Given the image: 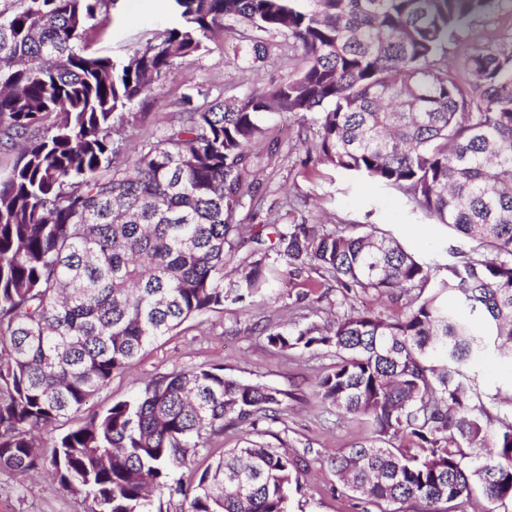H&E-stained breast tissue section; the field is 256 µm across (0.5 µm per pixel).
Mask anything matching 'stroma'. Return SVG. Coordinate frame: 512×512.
I'll list each match as a JSON object with an SVG mask.
<instances>
[{"label":"stroma","mask_w":512,"mask_h":512,"mask_svg":"<svg viewBox=\"0 0 512 512\" xmlns=\"http://www.w3.org/2000/svg\"><path fill=\"white\" fill-rule=\"evenodd\" d=\"M171 25L168 0H118L110 12L105 32L90 35V47L99 53L124 60L133 44ZM502 35L512 36V8L475 18L448 46V61L461 62L469 45ZM275 48L266 60L245 63L235 56L231 40L216 36L208 50L174 70L164 97L151 103L147 128L162 125L177 111V99L192 86L211 96H234L264 90L303 65L299 51L289 48L279 36L268 35ZM267 136L279 145L269 153L264 144L255 147L249 176L257 187L254 203L259 224H375L391 232L416 258L440 265L450 263L449 247L457 237L445 227L423 222L403 196L395 191L354 178L332 167L303 168L305 148L299 127L279 116L266 123ZM286 288L255 295L249 306L226 305L185 322L147 349L126 372L113 378L86 406L87 411H104L112 403L142 390L152 378L174 370L200 365H218L225 372L287 391L280 420L260 423L290 444L304 458L299 474L301 492L292 494L290 512H379L363 507L350 492L339 489L325 469L326 458L338 454L361 437L365 428L356 420L340 419L325 411L310 395V384L322 368L333 362L332 353L316 355L283 353L265 340L266 325L304 323L343 314L341 295L330 282L313 273L289 276ZM86 506L62 489L45 473L29 475L0 472V512H85Z\"/></svg>","instance_id":"obj_1"}]
</instances>
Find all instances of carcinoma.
<instances>
[{
	"label": "carcinoma",
	"mask_w": 512,
	"mask_h": 512,
	"mask_svg": "<svg viewBox=\"0 0 512 512\" xmlns=\"http://www.w3.org/2000/svg\"><path fill=\"white\" fill-rule=\"evenodd\" d=\"M499 0H173L175 26L125 61L87 51L116 0H13L0 9V134L19 147L0 179V471L51 472L88 512H288L303 459L247 440L193 486L170 482L226 429L277 421L288 393L222 366L151 379L61 434L147 347L186 321L313 272L342 296L414 290L388 319L268 325L267 343L336 362L312 387L365 434L324 461L379 512H457L480 494L512 506V388L471 361L512 362V40L446 47ZM242 25L288 39L306 66L264 92L181 94L179 110L116 162L132 112L208 35ZM246 61L270 45L245 38ZM312 135L311 162L401 193L451 229L448 278L374 224H245L247 177L267 116ZM248 248L224 285L226 252ZM468 311H448V294Z\"/></svg>",
	"instance_id": "obj_1"
}]
</instances>
